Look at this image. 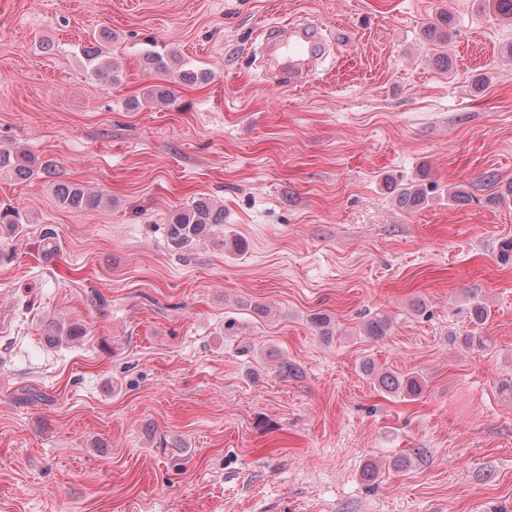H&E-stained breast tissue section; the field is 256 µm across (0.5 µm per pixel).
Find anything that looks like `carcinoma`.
<instances>
[{"mask_svg":"<svg viewBox=\"0 0 512 512\" xmlns=\"http://www.w3.org/2000/svg\"><path fill=\"white\" fill-rule=\"evenodd\" d=\"M112 50V32L103 29L94 37V43L83 48V54L88 61L90 77L98 80L110 77L117 80L112 72L110 55ZM142 65L149 73L163 74L174 70L173 63L179 62L177 57L169 58L155 47L146 48L141 53ZM53 163L42 161L36 157L17 154L0 149V174L9 175L17 180H28L40 173L50 174ZM54 197L57 205L69 211H82L97 208L103 202V196L88 192L76 182L57 181L54 184ZM26 223L25 214L16 206H0V234L6 233L11 237L18 236ZM224 223V208L216 205L211 199L198 197L182 210L173 214L166 225L168 247L177 253L190 251L197 243L212 236ZM390 323L382 317L371 319L366 325V334L373 339H381L387 335ZM86 335V330L78 324L64 327L52 324L47 333V339L53 343L63 340H74ZM381 390L388 394L403 395L418 398L423 393V385L418 376H404L385 373L378 378Z\"/></svg>","mask_w":512,"mask_h":512,"instance_id":"1","label":"carcinoma"}]
</instances>
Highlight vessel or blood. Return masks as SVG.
Wrapping results in <instances>:
<instances>
[{
	"instance_id": "vessel-or-blood-1",
	"label": "vessel or blood",
	"mask_w": 512,
	"mask_h": 512,
	"mask_svg": "<svg viewBox=\"0 0 512 512\" xmlns=\"http://www.w3.org/2000/svg\"><path fill=\"white\" fill-rule=\"evenodd\" d=\"M264 43L269 55H287L288 64L283 69V77L291 84L302 82L306 62L317 57L322 48L316 27L302 21L292 24L284 37L273 28H266Z\"/></svg>"
}]
</instances>
